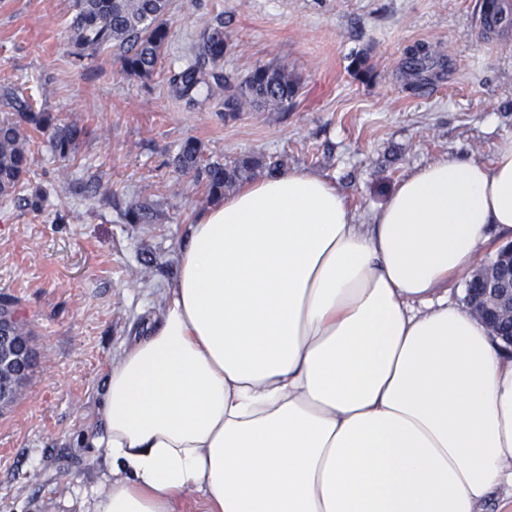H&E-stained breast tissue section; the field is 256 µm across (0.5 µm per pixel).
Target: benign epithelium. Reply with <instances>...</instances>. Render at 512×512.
Masks as SVG:
<instances>
[{
  "label": "benign epithelium",
  "instance_id": "7a95c632",
  "mask_svg": "<svg viewBox=\"0 0 512 512\" xmlns=\"http://www.w3.org/2000/svg\"><path fill=\"white\" fill-rule=\"evenodd\" d=\"M506 280L512 281V242L501 247L488 263L468 273V282H481L484 288L481 294L468 296L466 307L511 347L512 330L507 335L498 332L500 323H512V287H502ZM31 355L30 342L16 335L12 306L0 301V404L14 400L26 379L24 362Z\"/></svg>",
  "mask_w": 512,
  "mask_h": 512
}]
</instances>
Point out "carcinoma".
<instances>
[{
	"instance_id": "carcinoma-1",
	"label": "carcinoma",
	"mask_w": 512,
	"mask_h": 512,
	"mask_svg": "<svg viewBox=\"0 0 512 512\" xmlns=\"http://www.w3.org/2000/svg\"><path fill=\"white\" fill-rule=\"evenodd\" d=\"M170 8L171 0H72L67 24L70 55L79 62H90L100 49L112 46L119 50L124 72L149 79L159 68L169 42ZM226 49L224 21L219 19L204 29L185 64L168 71L172 92L190 106L198 103L203 92L208 97L216 94L228 115L288 107L298 92V81L287 67L260 65L237 81L224 75ZM438 67L444 64L428 50L418 48L404 62V74L409 85L418 89ZM0 110L7 112L0 120V198L11 199L23 190L31 170L30 132L45 136L54 156L67 161L84 130L73 123L57 122L18 88L0 91ZM174 164L176 170L203 183L207 201L215 202L224 197V188L248 178L262 161L245 156L225 164L206 162L199 143L189 138ZM128 217L131 224H151L154 213L148 205L136 203L129 208Z\"/></svg>"
}]
</instances>
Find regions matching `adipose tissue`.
Segmentation results:
<instances>
[{
	"mask_svg": "<svg viewBox=\"0 0 512 512\" xmlns=\"http://www.w3.org/2000/svg\"><path fill=\"white\" fill-rule=\"evenodd\" d=\"M492 226L512 234V137L416 168L367 224L307 169L210 205L109 370L79 512H479L512 483V359L444 288Z\"/></svg>",
	"mask_w": 512,
	"mask_h": 512,
	"instance_id": "obj_1",
	"label": "adipose tissue"
}]
</instances>
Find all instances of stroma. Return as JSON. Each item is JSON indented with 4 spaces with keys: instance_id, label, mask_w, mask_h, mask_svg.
<instances>
[{
    "instance_id": "35a3bbf8",
    "label": "stroma",
    "mask_w": 512,
    "mask_h": 512,
    "mask_svg": "<svg viewBox=\"0 0 512 512\" xmlns=\"http://www.w3.org/2000/svg\"><path fill=\"white\" fill-rule=\"evenodd\" d=\"M487 2L172 0L163 70L142 80L113 49L88 65L70 56L71 0H0V85L26 84L39 107L87 131L69 161L36 150L26 192H43L40 211L0 199V298L15 301L37 353L0 410V512H77L67 498L105 470L93 441L108 370L157 324L184 227L208 207L202 184L174 169L181 144L195 138L223 164L259 157L258 179L272 161L317 171L367 218L415 168L486 160L512 137V23L485 37ZM219 14L225 73L287 67L299 92L286 110L231 118L218 97L190 107L171 92L165 70ZM419 45L445 67L414 89L402 67ZM144 201L154 223H128Z\"/></svg>"
}]
</instances>
